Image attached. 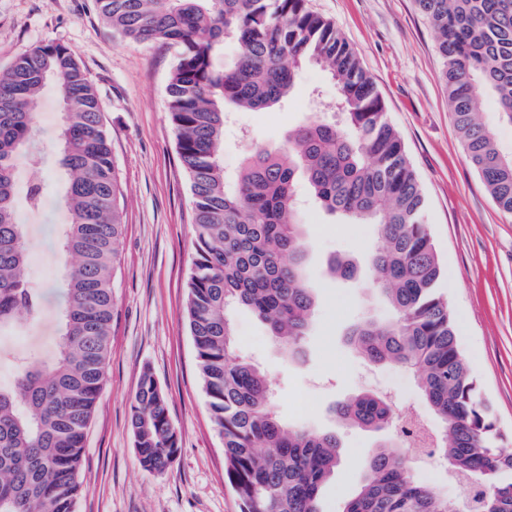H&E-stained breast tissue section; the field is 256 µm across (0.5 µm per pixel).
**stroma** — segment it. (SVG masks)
<instances>
[{
  "label": "stroma",
  "mask_w": 512,
  "mask_h": 512,
  "mask_svg": "<svg viewBox=\"0 0 512 512\" xmlns=\"http://www.w3.org/2000/svg\"><path fill=\"white\" fill-rule=\"evenodd\" d=\"M308 5L331 20L356 51L404 142L448 270L441 287L457 320L458 346L490 407L502 447L512 451V215L497 208L466 157L448 110L434 28L414 0H308ZM46 43L66 46L95 86L123 194L112 357L86 433L76 512H239L224 478V445L210 420L185 321L195 240L189 181L168 110L177 50L123 39L102 19L96 0H0V70ZM315 101L323 113L333 112L336 86L320 67L305 66L297 73L294 93L277 107L229 111L222 155L227 177L237 174L255 147L282 144L311 118ZM34 111L33 142L15 178L21 190L36 180L47 186L39 208L17 203L29 252L26 276L43 290L42 309L0 343L48 363L58 350L68 263L59 236L69 221L61 205L66 175L54 86L43 89ZM298 203L309 247L306 276L316 287L303 353L285 355L266 326L243 309L234 315L236 353L266 372L283 422L335 431L342 457L322 489L321 508L341 512L384 437L335 417L337 402L379 392L394 377L402 384L397 407H412L433 428L441 422L412 374L370 366L348 341L349 330L363 316L383 322L393 316L361 268L366 252L380 243L376 225L342 223L303 188ZM335 256L359 263L354 279L328 274L327 262ZM147 367L168 396L180 438L175 461L160 474L140 466L129 426L130 402Z\"/></svg>",
  "instance_id": "obj_1"
}]
</instances>
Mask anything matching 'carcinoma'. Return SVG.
Segmentation results:
<instances>
[{"label": "carcinoma", "mask_w": 512, "mask_h": 512, "mask_svg": "<svg viewBox=\"0 0 512 512\" xmlns=\"http://www.w3.org/2000/svg\"><path fill=\"white\" fill-rule=\"evenodd\" d=\"M97 2L123 38L177 48L169 114L195 215L186 323L211 421L223 437L225 479L241 512H322L321 490L341 458L336 433L279 419L268 378L234 350L231 313L241 307L288 356L302 352L315 287L305 276L307 248L296 218L301 181L328 214L377 225L383 245L365 265L393 319H361L349 342L367 362L414 375L442 423L434 453L464 486L454 500L417 479L398 433L399 446L372 451L367 477L342 512H512V452L500 448L458 348L420 183L371 76L335 25L310 11L307 0ZM415 3L437 32L448 106L466 157L498 208L512 214V155L499 150L480 117L492 97L501 119L512 123V0ZM227 40L240 53L218 70L212 58ZM304 64L328 71L337 112L306 120L277 147L256 148L229 186L221 160L226 107L260 112L277 105ZM50 81L65 114L59 139L70 220L60 246L77 262L65 273L55 361L41 365L16 353L15 386H0V512H75L86 432L111 358L121 188L97 92L62 44L39 45L0 71V334L40 313V291L25 274L14 172L32 141V103ZM328 269L340 279L357 272L343 257L331 258ZM334 413L363 430H396L390 402L377 394L349 397ZM129 423L140 465L166 470L179 437L148 368Z\"/></svg>", "instance_id": "obj_1"}]
</instances>
